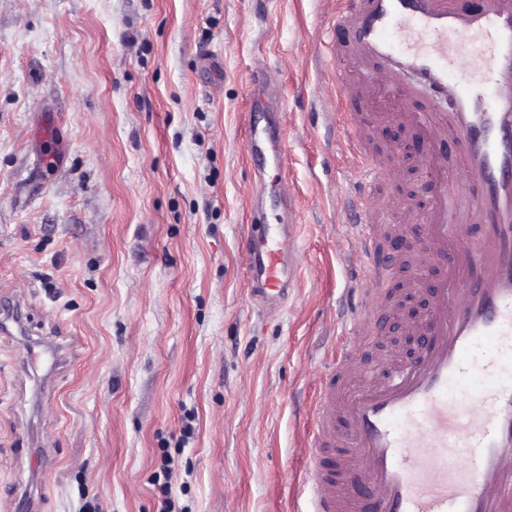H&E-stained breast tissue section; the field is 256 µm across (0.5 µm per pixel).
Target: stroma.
<instances>
[{
	"label": "stroma",
	"mask_w": 512,
	"mask_h": 512,
	"mask_svg": "<svg viewBox=\"0 0 512 512\" xmlns=\"http://www.w3.org/2000/svg\"><path fill=\"white\" fill-rule=\"evenodd\" d=\"M340 0H0V297L68 353L45 382L0 334V512H303L294 492L359 271L345 260L320 68ZM278 82L266 221L298 286L253 308L240 240L255 69ZM46 456L33 469L26 448ZM172 458L171 472L162 469Z\"/></svg>",
	"instance_id": "1"
}]
</instances>
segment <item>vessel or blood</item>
Returning <instances> with one entry per match:
<instances>
[{
    "mask_svg": "<svg viewBox=\"0 0 512 512\" xmlns=\"http://www.w3.org/2000/svg\"><path fill=\"white\" fill-rule=\"evenodd\" d=\"M335 66L360 65L340 80L348 101H372L386 88L399 104L410 84L431 93L413 121L427 131L422 160L432 188L455 175L472 183L467 209L441 196L422 220L430 252L417 267L429 283L417 353L361 367L351 360L370 321L368 294L381 270L400 263L380 246L372 193L380 165L357 123L336 127L364 176L345 200L346 231L366 261L345 289L343 333L321 378L309 464L300 488L309 512H512V0H345L329 29ZM262 106L249 125L257 178L253 211L263 210L268 163H282L284 135L273 113L272 77L253 72ZM448 111H439L442 101ZM456 146L453 166L436 165L437 144ZM259 225L242 245L252 302L280 309L298 286L293 253Z\"/></svg>",
    "mask_w": 512,
    "mask_h": 512,
    "instance_id": "obj_1",
    "label": "vessel or blood"
}]
</instances>
